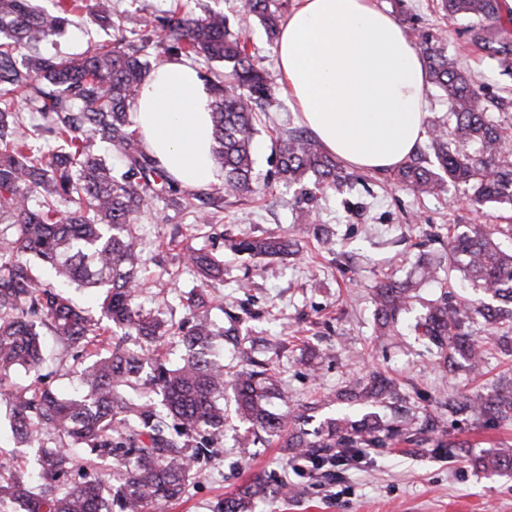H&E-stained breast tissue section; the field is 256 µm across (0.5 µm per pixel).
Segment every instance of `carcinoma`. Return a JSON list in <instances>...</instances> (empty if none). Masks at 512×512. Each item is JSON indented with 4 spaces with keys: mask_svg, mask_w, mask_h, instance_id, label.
Returning a JSON list of instances; mask_svg holds the SVG:
<instances>
[{
    "mask_svg": "<svg viewBox=\"0 0 512 512\" xmlns=\"http://www.w3.org/2000/svg\"><path fill=\"white\" fill-rule=\"evenodd\" d=\"M114 30V41L88 46L69 57L42 50L62 35L80 10ZM279 0H245L231 24L224 11L192 15L175 7L152 22L135 14H112V0H54L52 10L33 0H0V406L11 412L17 447L33 460L32 473L0 462V502L19 503L22 512H154L177 500L219 451L232 391L238 417L255 436L285 438L292 458L301 456L314 471L360 462L365 448L400 443L430 445L451 453L444 415L405 416L388 422L375 412L328 417L314 433L296 428L318 406L269 407L275 397L288 404L267 364L254 351L234 346L235 364L224 365L217 341L234 340L240 318L215 329L195 310L206 288L221 278L224 259L201 249L187 253L200 291L180 299L187 317L173 325L140 306L143 286L138 216L163 198L195 224H214L222 196L266 195L253 148L259 133L258 109L271 102L276 78L254 62L244 30L257 20L269 38L278 36L283 17ZM451 20L470 23L472 41L512 73V33L501 22L499 0H441ZM405 33L425 62L426 82L448 97V120L428 127L429 155L416 153L393 171L396 183L422 195L445 181L464 187L466 205L512 211V149L501 127L487 115L483 86L451 56L438 37L409 25ZM154 44L169 57H186L224 69H207L213 150L222 184L212 192L187 194L147 153L133 128L130 111L154 70L144 51ZM23 97L35 112L23 125L14 109ZM104 143L117 152L115 169L99 152ZM278 179L321 188L342 187L349 176L317 139L289 131L276 139ZM70 207L63 211L60 203ZM506 224H473L448 235V267L464 275L472 293L460 300L443 291L428 301L415 331L441 371L466 368L478 374L489 347L508 346L499 326L512 322V238ZM286 235L228 240L227 248L250 257L293 254ZM442 260L423 257L420 281L383 279L372 292L377 324L391 329L419 298V282L438 278ZM103 288L102 318L85 316L66 288ZM480 318L490 335L473 336L468 326ZM59 337L71 352L81 391L61 397L42 386L41 376L23 388L8 385L19 367L37 373L44 362L43 332ZM184 348L170 366L160 350L170 340ZM95 359L87 362L88 350ZM337 399L358 405L395 407L407 394L379 373L352 378ZM462 408L479 425L512 423V379L490 393L477 392ZM493 474L512 473V447L482 460ZM269 496L255 479L245 490L216 502L211 512H256Z\"/></svg>",
    "mask_w": 512,
    "mask_h": 512,
    "instance_id": "cac0c4a2",
    "label": "carcinoma"
}]
</instances>
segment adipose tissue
I'll list each match as a JSON object with an SVG mask.
<instances>
[{"mask_svg": "<svg viewBox=\"0 0 512 512\" xmlns=\"http://www.w3.org/2000/svg\"><path fill=\"white\" fill-rule=\"evenodd\" d=\"M276 69L301 122L346 165L384 173L427 135L424 63L377 0H297ZM144 150L185 189L218 180L210 93L182 59L161 62L133 108Z\"/></svg>", "mask_w": 512, "mask_h": 512, "instance_id": "obj_1", "label": "adipose tissue"}]
</instances>
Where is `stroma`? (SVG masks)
Listing matches in <instances>:
<instances>
[{
	"instance_id": "obj_1",
	"label": "stroma",
	"mask_w": 512,
	"mask_h": 512,
	"mask_svg": "<svg viewBox=\"0 0 512 512\" xmlns=\"http://www.w3.org/2000/svg\"><path fill=\"white\" fill-rule=\"evenodd\" d=\"M380 2L392 15L414 19L442 38L449 54L484 84L490 117L512 136V77L472 44L464 23L448 20L440 0ZM177 3L198 15L209 6L234 18L243 6V0H112V11L151 17ZM112 38V31L83 15L48 48L75 55ZM302 127L287 96L275 93L254 139L260 172L275 168L276 130ZM460 192L448 184L435 194L420 195L397 186L392 174L361 172L344 190L317 191L308 203L318 223L329 230L326 244L302 224L297 187L278 181L260 200L225 198L219 223L201 232L190 215L155 202L137 224L147 284L139 302L165 320L182 321L177 297L198 284L185 255L191 248H207L224 257V278L209 289L210 320L222 327L226 311L239 313L240 341L268 360L294 404L334 398V405L316 412V421L347 410L337 393L353 376L373 370L397 378L416 406L435 410L437 401L484 393L511 378L512 354L492 349L479 377L462 370L441 374L413 331L424 311L422 299L439 295L440 283L423 285L421 301L403 312L395 331L385 336L375 321L371 293L384 278L416 277L419 256L430 247L429 235H447L455 224L487 223V216L467 206H449V198ZM272 233L293 238L298 255L252 259L224 248L230 237ZM242 280L249 283L244 292L237 288ZM250 434L249 424L233 421L224 432L222 453L183 498L163 504V512H210L216 501L241 492L256 477L273 487L285 479L294 488L292 496H270L264 512H512V476H490L475 465L478 456L512 445V425L485 428L463 422L451 429L462 444L454 454L410 446L371 448L361 463L339 473L289 462L287 449L277 443H255L249 456H241L239 444Z\"/></svg>"
}]
</instances>
